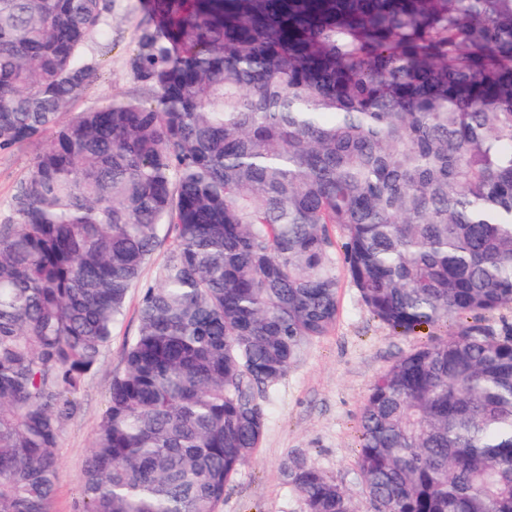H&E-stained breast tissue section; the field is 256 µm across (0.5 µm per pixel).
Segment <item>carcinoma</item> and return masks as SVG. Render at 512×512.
Instances as JSON below:
<instances>
[{
  "label": "carcinoma",
  "instance_id": "carcinoma-1",
  "mask_svg": "<svg viewBox=\"0 0 512 512\" xmlns=\"http://www.w3.org/2000/svg\"><path fill=\"white\" fill-rule=\"evenodd\" d=\"M108 10L0 0V150L48 140L0 220V512H49L137 286L82 512H217L344 276L399 335L458 322L369 389L375 512H512V328L482 320L512 305V0H149L141 91L63 122ZM282 475L356 512L308 458Z\"/></svg>",
  "mask_w": 512,
  "mask_h": 512
}]
</instances>
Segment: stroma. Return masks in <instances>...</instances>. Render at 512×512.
Instances as JSON below:
<instances>
[{
    "instance_id": "obj_1",
    "label": "stroma",
    "mask_w": 512,
    "mask_h": 512,
    "mask_svg": "<svg viewBox=\"0 0 512 512\" xmlns=\"http://www.w3.org/2000/svg\"><path fill=\"white\" fill-rule=\"evenodd\" d=\"M146 20L142 0H112L102 33L84 48L98 77L80 95L75 111L103 106L133 91L137 80L131 57ZM37 140L22 149L0 152V203L27 174L42 151ZM137 292H130L123 318L112 329L98 370L78 397L56 449L58 479L50 512H78L82 506V471L112 378L123 369V351L138 329ZM456 322L401 336L381 324L362 304L350 283L339 290L335 327L313 339L288 373L267 388L263 398L266 428L252 462L229 483L218 512H305V501L285 484L281 464L295 454L310 458L328 477L355 496L358 512H374L356 465L359 420L372 382L396 360L433 338L451 336Z\"/></svg>"
}]
</instances>
